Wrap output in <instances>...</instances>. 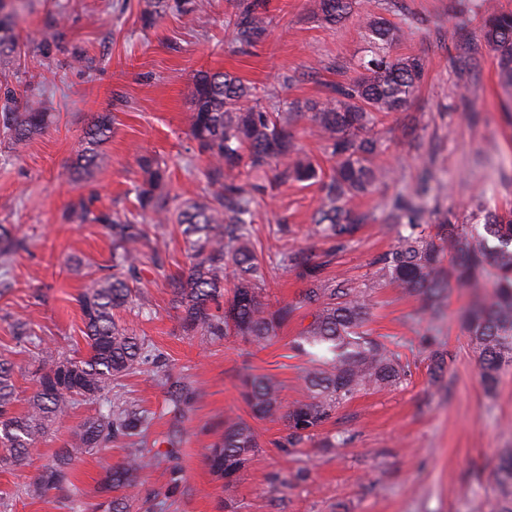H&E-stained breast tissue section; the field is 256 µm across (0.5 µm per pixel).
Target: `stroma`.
Listing matches in <instances>:
<instances>
[{
	"instance_id": "35a3bbf8",
	"label": "stroma",
	"mask_w": 512,
	"mask_h": 512,
	"mask_svg": "<svg viewBox=\"0 0 512 512\" xmlns=\"http://www.w3.org/2000/svg\"><path fill=\"white\" fill-rule=\"evenodd\" d=\"M200 2L193 18L170 12L147 28L143 0H17L18 49L0 62V87L37 99L52 114L50 126L21 153L0 144V224L23 242L8 278L0 277V358L12 362L19 396L34 389L39 354L18 346L15 319L60 353L87 351L76 298L89 277L108 273L112 245L102 225L67 220L72 205L83 201L96 212L138 216L132 189L142 179L137 158L145 152L167 162L172 188L205 189V162L189 137L197 73H233L272 110L317 100L326 84L362 77L366 25L380 16L405 32L392 55L422 57L425 77L406 110L378 119L374 133L386 174L371 194L353 201L366 221L344 244L315 233L318 185L282 183L270 174L261 179L253 239L266 297L297 306L270 345L260 350L240 336L208 344L185 333L168 282L189 263L183 239L172 226L151 241L160 262L142 267L140 287L153 314L145 320L127 312L121 319L168 355L196 397L173 414L152 374L126 379L127 397L156 414L147 448L173 452L183 473L171 494L164 469L150 468L141 494H170L167 512H495L496 464L512 451V369L486 391L458 322L470 301L465 291L453 293L444 318L432 324L415 298L389 286L377 289L369 327L409 359L408 380L357 394L290 455L278 448L287 433L283 422L254 421L261 446L238 473L233 494L205 461L225 416L248 415L243 374L275 378L286 402L303 396L311 360L290 345L312 317L300 304L304 282L284 255L305 251L324 263L325 275L362 286L376 272L374 259L396 242L387 202L426 173L458 223H469L480 194L490 206H512V113L506 111L512 94L500 86L484 45V0H469L463 16L449 13L448 0H355L352 17L337 26L322 19L316 0H260L270 24L264 40L249 48L226 33L240 0ZM462 24L479 48L475 72L458 62L454 33ZM77 53L83 62L74 61ZM94 112L111 113L112 138L91 182L76 183L69 178L71 159ZM430 330L448 352L436 381L421 345ZM90 413L82 406L60 416L26 465L0 469V497L11 496L12 512H58L52 496L33 497L25 487ZM124 455L122 444L109 443L75 464L73 512H95L104 497L99 458L116 464ZM299 471L307 480H295Z\"/></svg>"
}]
</instances>
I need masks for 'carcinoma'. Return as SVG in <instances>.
<instances>
[{
	"instance_id": "carcinoma-1",
	"label": "carcinoma",
	"mask_w": 512,
	"mask_h": 512,
	"mask_svg": "<svg viewBox=\"0 0 512 512\" xmlns=\"http://www.w3.org/2000/svg\"><path fill=\"white\" fill-rule=\"evenodd\" d=\"M7 2L0 0V61L15 51L13 14ZM352 4L353 0H318V9L326 23L336 25L349 19ZM199 7L196 0H145L141 20L150 27L168 11L189 16ZM267 25L253 2L240 6L227 22L232 41L247 46L264 38ZM368 34L370 55L362 61L359 80L329 84L323 98L292 101L284 112L249 104L253 88L230 73L199 75L191 94L190 136L206 156L203 174L208 192L186 197L171 190L167 163L154 155L140 156L145 179L134 193L141 210L156 230L177 225L191 257L171 280L184 332L211 343L242 336L260 346L276 338L298 309L288 303L273 309L263 299L264 273L252 244L257 185L239 180L243 160L255 174L273 164L280 167L277 177L283 182L318 181L321 196L313 223L320 237L341 245L363 222L350 203L371 193L383 177L371 128L377 115L407 106L425 73L421 58L390 54L402 29L379 17L369 21ZM484 41L493 52L500 84L512 90V13L491 12ZM6 100L0 110V134L18 152L46 129L50 113L33 101H20L10 89ZM303 112L310 113L318 135L336 158L327 176L292 144L288 126ZM111 137L112 113L92 114L69 177L93 178L104 159L102 146ZM430 191L429 178L424 176L410 192L389 200L388 217L398 227L396 244L377 260V278L360 288L323 276L324 264L300 253L287 257L301 268L306 288L300 304L311 310L312 317L291 345L315 362L304 375L305 399L286 405L273 378L253 374L242 378V397L251 417L285 421L281 452L288 455L313 437L355 395L396 388L410 376L403 356L368 329L372 294L383 286L415 297L432 321L444 316L452 290H469L471 300L460 313L461 327L481 364L486 389L493 391L500 374L512 368V211L484 210L480 222L457 224L445 210L430 232L425 227ZM73 217L103 224L112 242V272L89 278L78 296L89 355L55 353L26 322L15 321L17 342L39 350L41 359L34 372L35 389L21 411L15 409L19 396L11 364L0 359V466L22 464L61 414L95 404V412L55 452L52 464L28 485L27 492L42 496L70 490L76 462L109 442H119L128 445L123 460L114 464L105 459L102 469L104 489L121 495L98 504V509L131 512L143 471L168 461L170 455L144 448L155 413L124 397L123 380L147 369L160 373L168 385L169 411L175 414L191 402L195 391L174 378L167 354L119 320L118 313L131 309L143 318L152 315L148 298L137 289L149 238L145 225L94 215L82 202L74 206ZM16 246L11 231L0 225V272L8 273ZM426 346L431 374L438 378L447 366V352L430 340ZM258 448V436L247 420L224 418V432L207 449L206 459L211 470L225 479L226 493L233 492L234 478ZM498 490L500 512H512V456L498 466Z\"/></svg>"
}]
</instances>
